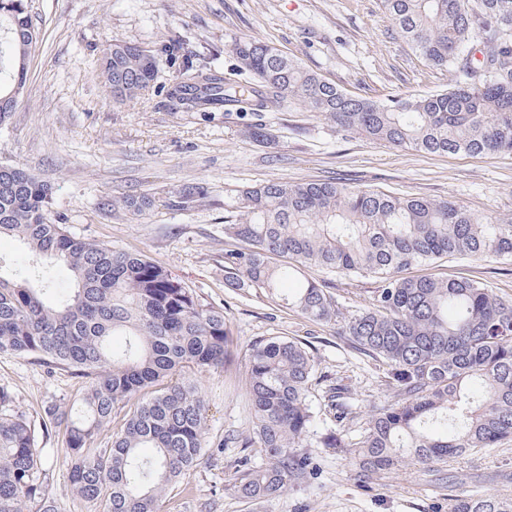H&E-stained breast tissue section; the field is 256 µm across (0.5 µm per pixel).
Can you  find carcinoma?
Instances as JSON below:
<instances>
[{
  "label": "carcinoma",
  "mask_w": 512,
  "mask_h": 512,
  "mask_svg": "<svg viewBox=\"0 0 512 512\" xmlns=\"http://www.w3.org/2000/svg\"><path fill=\"white\" fill-rule=\"evenodd\" d=\"M384 12L428 66L460 74L447 89L377 101L353 97L278 49L251 38L232 45L237 68L253 81L224 78L179 36L170 37L173 76L162 85L172 112L236 106L275 112L290 96L309 111L365 137L426 154H512V0H381ZM25 0H0V98L24 89L36 42ZM159 60L139 45L112 43L102 62L116 102L156 87ZM185 187L184 209L207 198ZM51 188L23 166L0 164V237L19 240L33 268L0 274V353L34 357L87 379L78 404L50 407L36 424L5 411L0 388V512H55L39 479V433L64 427L60 464L76 496L102 512H158L163 493L197 465L209 404L195 375L224 365V312L209 307L163 266L138 252L91 242L50 220ZM103 206L140 215L146 195ZM224 287L260 289L271 302L315 322L337 316L313 278L285 284L298 270L275 262L381 283L346 323L354 348L381 358L397 400L378 407L353 437L357 405H334L336 429L318 435L310 400L315 361L300 341L272 337L252 345L246 393L249 433L219 448H257L265 463L239 458L234 492L274 498L317 478L312 437L363 471L405 461L446 462L512 438V299L474 279L405 276L447 256L512 259V219L473 213L451 200L395 196L340 181H269L224 192ZM64 264L74 287L57 288L49 265ZM115 336L124 337L116 347ZM120 429L102 434L114 415ZM452 512H512V497L460 495Z\"/></svg>",
  "instance_id": "obj_1"
}]
</instances>
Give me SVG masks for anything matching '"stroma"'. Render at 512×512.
Segmentation results:
<instances>
[{
	"instance_id": "stroma-1",
	"label": "stroma",
	"mask_w": 512,
	"mask_h": 512,
	"mask_svg": "<svg viewBox=\"0 0 512 512\" xmlns=\"http://www.w3.org/2000/svg\"><path fill=\"white\" fill-rule=\"evenodd\" d=\"M27 6L39 39L12 122L0 130V162L26 167L52 185L56 223L146 255L204 304L223 310L227 321L231 360L199 377L210 407L207 450L190 477L167 492L161 512H451L462 492L512 497V439L451 458L435 471L402 464L377 474L329 455L316 442V480L253 501L232 490L241 449L216 448L226 434L250 427L245 362L250 345L269 337L298 339L313 355L321 381L312 401L323 411L321 430L336 426L328 410L332 388H348L358 404L352 424L357 434L375 407L395 399L386 384L387 365L355 350L344 334L346 319L367 304L378 280L310 270V277H323L336 301L339 317L331 323L272 305L256 290L225 288V190L336 177L512 218V155L419 153L343 130L289 97L266 115L272 141L259 143L245 134L251 115L174 114L157 92L119 104L98 76L110 43H136L157 53L175 31L230 79L236 76L232 44L241 37L277 48L355 97L433 94L447 88L452 72L433 70L418 57L380 0H28ZM188 184L207 187L209 197L182 210L175 201ZM140 194L154 204L139 216L102 205ZM428 272L477 279L512 298V260L450 257ZM0 387L12 395L9 412L37 421L45 408L69 407L85 381L64 367L0 354ZM38 445L39 477L59 512H96L75 497L58 463L62 429L41 436Z\"/></svg>"
}]
</instances>
